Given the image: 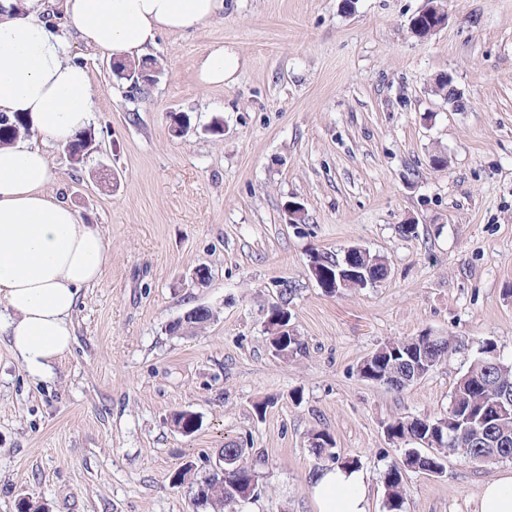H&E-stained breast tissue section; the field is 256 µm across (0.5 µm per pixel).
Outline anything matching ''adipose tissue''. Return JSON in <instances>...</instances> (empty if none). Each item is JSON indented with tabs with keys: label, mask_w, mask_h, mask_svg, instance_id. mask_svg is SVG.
<instances>
[{
	"label": "adipose tissue",
	"mask_w": 512,
	"mask_h": 512,
	"mask_svg": "<svg viewBox=\"0 0 512 512\" xmlns=\"http://www.w3.org/2000/svg\"><path fill=\"white\" fill-rule=\"evenodd\" d=\"M224 0H63L58 28L34 10L0 12V114L26 119L32 138L0 145V334L30 375L49 371L71 348L82 288L112 262L103 233L49 190L54 173L38 144H67L92 118L87 69L67 58L70 36L87 47L139 58L159 32L209 22ZM203 87L231 82L238 58L211 48L198 62ZM316 512H368L360 471L331 467L310 485Z\"/></svg>",
	"instance_id": "obj_1"
}]
</instances>
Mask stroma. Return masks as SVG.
Returning a JSON list of instances; mask_svg holds the SVG:
<instances>
[{"label":"stroma","instance_id":"35a3bbf8","mask_svg":"<svg viewBox=\"0 0 512 512\" xmlns=\"http://www.w3.org/2000/svg\"><path fill=\"white\" fill-rule=\"evenodd\" d=\"M425 5L224 0L208 23L158 34L148 55L163 74L134 92L71 39L96 90V148L76 167L46 143L50 189L100 229L112 263L82 289L71 349L47 375L0 335V512L24 498L46 512H194L175 473L201 478L231 442L261 460L243 512H314L310 480L331 463L311 448L318 431L359 459L369 512H386L402 454L387 424L443 414L483 341L512 360V0H446L447 25L421 40L409 23ZM216 45L240 68L205 91L197 62ZM442 74L463 110L434 93ZM173 112L190 115L187 134ZM291 202L301 223L286 221ZM350 246L389 274L326 294L309 254ZM281 281L304 343L285 359L266 332ZM197 306L210 321L172 334ZM416 336L457 350L399 393L360 377L384 343ZM180 411L198 416L194 432L172 427ZM506 471L512 460L456 455L441 476L408 472L404 512H477Z\"/></svg>","mask_w":512,"mask_h":512}]
</instances>
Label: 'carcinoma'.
<instances>
[{
  "label": "carcinoma",
  "instance_id": "carcinoma-1",
  "mask_svg": "<svg viewBox=\"0 0 512 512\" xmlns=\"http://www.w3.org/2000/svg\"><path fill=\"white\" fill-rule=\"evenodd\" d=\"M28 133L22 118L0 116V143ZM92 137L94 133L86 129L65 146L72 164L84 162L87 155L85 142ZM353 260L372 266L376 283L388 276L387 265L376 255L360 252ZM456 350L455 338L438 337L432 343L417 348V359L413 360L408 355L409 341L388 342L364 359L361 366L369 370V382L400 392L402 388L391 380L396 364L416 361L431 371ZM490 350L492 347L489 343L482 344L481 357L474 360L460 376L451 396L453 404L473 407L493 416V421L486 427L476 425L464 429L456 423V412L451 410L438 417H403L388 424L390 438L406 445L404 455L409 457V461L395 462L385 473L387 512H402L405 477L412 466L419 471L435 470L441 474L451 456L462 455L473 461L480 459L485 466L512 458V411L506 416H496L493 410L497 401L503 402L505 398L512 397V361L499 358L498 365L493 366L490 364L492 357L488 355ZM425 439L434 444L428 454L420 449ZM249 456L250 451L246 448L240 451L233 447L224 448V469L213 470L198 482L205 488V493L202 499L195 501V505L209 512H224L226 507L234 509L248 502L250 496L247 489L259 481L258 472L249 463Z\"/></svg>",
  "mask_w": 512,
  "mask_h": 512
}]
</instances>
